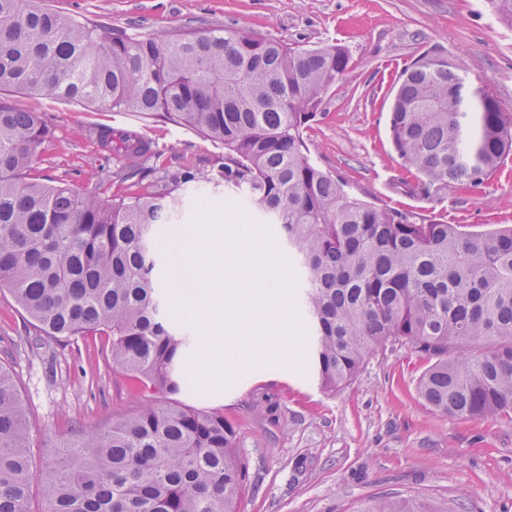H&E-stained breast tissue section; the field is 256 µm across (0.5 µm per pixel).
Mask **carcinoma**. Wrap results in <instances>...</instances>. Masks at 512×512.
<instances>
[{"instance_id":"cac0c4a2","label":"carcinoma","mask_w":512,"mask_h":512,"mask_svg":"<svg viewBox=\"0 0 512 512\" xmlns=\"http://www.w3.org/2000/svg\"><path fill=\"white\" fill-rule=\"evenodd\" d=\"M349 64L342 45L223 28L132 36L40 0H0V90L159 114L224 148V187L276 225L296 264L321 388L345 389L401 341L431 361L416 389L435 411L512 419V227L474 232L379 206L322 169L307 130ZM388 125L410 194L481 185L512 157V113L439 50L402 71ZM52 137L43 113L0 102V289L44 340L105 337L112 364L154 400L107 430L74 428L39 469L29 409L0 365V512H33L35 484L42 512H236L247 469L232 424L174 399L192 339L171 324L155 247L199 178L102 129L122 159L115 179L154 173L144 190L44 183L34 164ZM364 512L427 508L384 499Z\"/></svg>"}]
</instances>
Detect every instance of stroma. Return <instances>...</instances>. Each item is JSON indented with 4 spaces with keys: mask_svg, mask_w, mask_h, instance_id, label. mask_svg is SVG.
Wrapping results in <instances>:
<instances>
[{
    "mask_svg": "<svg viewBox=\"0 0 512 512\" xmlns=\"http://www.w3.org/2000/svg\"><path fill=\"white\" fill-rule=\"evenodd\" d=\"M53 8L130 34L166 37L177 28L246 29L291 44L348 48L345 76L323 95L307 131L312 157L350 191L378 205L406 206L471 231L512 225V161L479 186L438 197L406 193L392 149L389 90L403 68L439 48L466 64L512 112V26L490 0H50ZM19 110L38 106L54 136L35 162L42 178L84 190L110 181L118 159L100 146V128L153 142L160 162L202 181L186 191L183 224L198 208L229 204L223 149L158 116L98 105L0 95ZM23 311L0 291V363L14 373L30 416V453L44 467L75 425L107 428L148 402L113 366L97 336L36 346ZM430 362L406 345L373 356L338 393L324 391L311 358L293 372L269 366L221 391L186 384L182 403L219 408L248 466L237 512H362L374 500H415L430 512H512V419L463 421L433 411L416 392Z\"/></svg>",
    "mask_w": 512,
    "mask_h": 512,
    "instance_id": "1",
    "label": "stroma"
}]
</instances>
